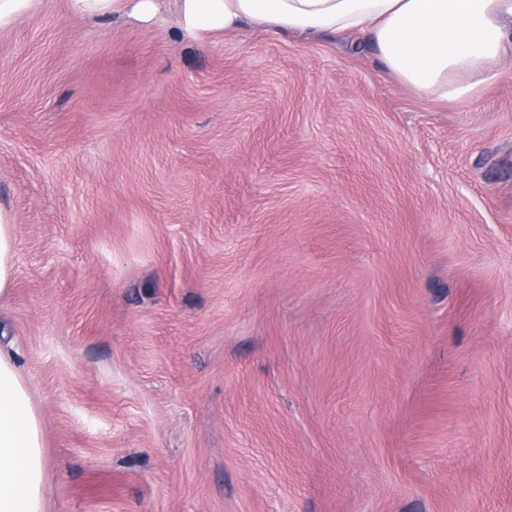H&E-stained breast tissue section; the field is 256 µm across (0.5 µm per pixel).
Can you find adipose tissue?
Returning a JSON list of instances; mask_svg holds the SVG:
<instances>
[{
    "mask_svg": "<svg viewBox=\"0 0 512 512\" xmlns=\"http://www.w3.org/2000/svg\"><path fill=\"white\" fill-rule=\"evenodd\" d=\"M180 33L202 41L255 27L299 39H366L399 80L441 102L478 96L512 59V0H178ZM88 16L159 14L158 0H67ZM11 209L0 202V299L14 283ZM48 451L16 359L0 353V512H47Z\"/></svg>",
    "mask_w": 512,
    "mask_h": 512,
    "instance_id": "obj_1",
    "label": "adipose tissue"
}]
</instances>
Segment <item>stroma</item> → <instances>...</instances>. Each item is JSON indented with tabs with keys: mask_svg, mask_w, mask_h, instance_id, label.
<instances>
[{
	"mask_svg": "<svg viewBox=\"0 0 512 512\" xmlns=\"http://www.w3.org/2000/svg\"><path fill=\"white\" fill-rule=\"evenodd\" d=\"M0 32V300L49 512H512V68L352 37ZM11 208L0 202V300L8 297L14 283V233Z\"/></svg>",
	"mask_w": 512,
	"mask_h": 512,
	"instance_id": "1",
	"label": "stroma"
}]
</instances>
